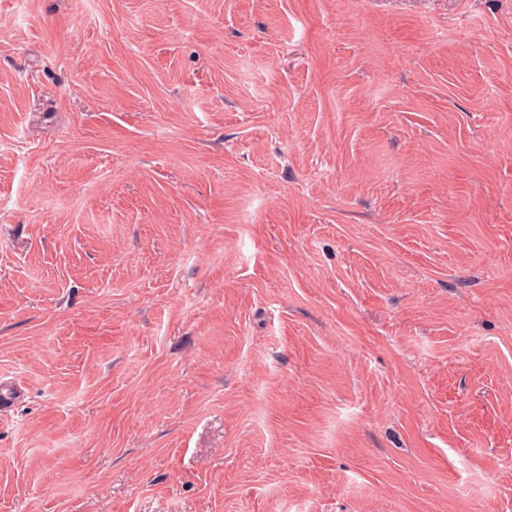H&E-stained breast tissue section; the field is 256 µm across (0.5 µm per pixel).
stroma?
Segmentation results:
<instances>
[{"mask_svg": "<svg viewBox=\"0 0 512 512\" xmlns=\"http://www.w3.org/2000/svg\"><path fill=\"white\" fill-rule=\"evenodd\" d=\"M0 512H512V0H0Z\"/></svg>", "mask_w": 512, "mask_h": 512, "instance_id": "stroma-1", "label": "stroma"}]
</instances>
